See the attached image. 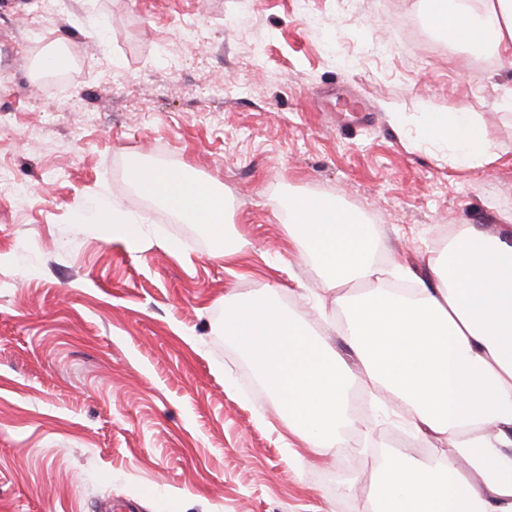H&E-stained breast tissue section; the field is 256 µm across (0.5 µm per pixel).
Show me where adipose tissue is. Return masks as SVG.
<instances>
[{
  "mask_svg": "<svg viewBox=\"0 0 512 512\" xmlns=\"http://www.w3.org/2000/svg\"><path fill=\"white\" fill-rule=\"evenodd\" d=\"M428 19L459 48L512 55V0H431ZM422 134L461 167L497 158L471 113H431ZM126 174L140 196L204 226L215 257L243 254L245 238L207 185L137 159ZM287 230L322 284L311 310L292 314L266 289L228 293L224 337L245 354L288 432L318 458L337 451L360 460L364 446L340 435L354 424L352 390L368 386L449 451L423 461L393 455L363 512H512V225L494 235L457 225L429 281L406 294L379 287L380 237L334 198H289ZM359 284L363 292L351 294ZM331 305L353 362L324 337Z\"/></svg>",
  "mask_w": 512,
  "mask_h": 512,
  "instance_id": "ef3b65f1",
  "label": "adipose tissue"
}]
</instances>
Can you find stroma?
<instances>
[{"label":"stroma","instance_id":"35a3bbf8","mask_svg":"<svg viewBox=\"0 0 512 512\" xmlns=\"http://www.w3.org/2000/svg\"><path fill=\"white\" fill-rule=\"evenodd\" d=\"M424 0H0V512H360L388 458H423L366 403L323 464L287 432L224 296L273 287L308 309L317 277L288 238L290 196L328 195L418 278L449 228L512 216V57L431 39ZM60 83L34 82L51 41ZM475 112L498 155L464 169L422 137ZM221 189L250 246L136 195L130 157ZM141 218L130 247L75 206ZM70 55L66 50L53 48L45 52L39 60L42 73L58 72L66 69L70 64Z\"/></svg>","mask_w":512,"mask_h":512}]
</instances>
